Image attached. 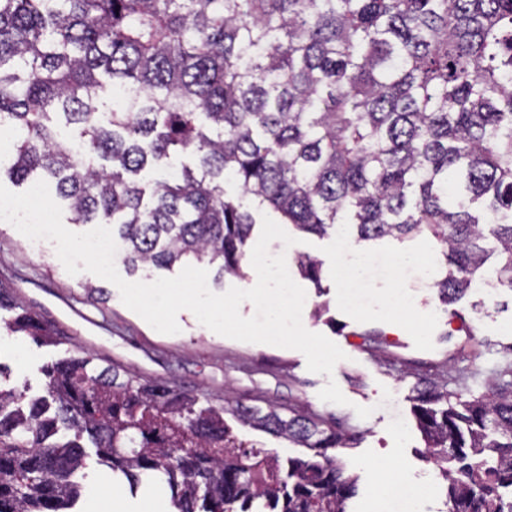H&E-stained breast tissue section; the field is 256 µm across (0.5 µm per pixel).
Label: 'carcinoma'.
Masks as SVG:
<instances>
[{
  "mask_svg": "<svg viewBox=\"0 0 512 512\" xmlns=\"http://www.w3.org/2000/svg\"><path fill=\"white\" fill-rule=\"evenodd\" d=\"M121 87L133 105L101 114ZM2 127L10 179L39 172L70 223L112 225L133 274L242 278L267 213L319 236L435 240L445 305L493 256L512 291V0H0ZM184 154L195 165L175 169ZM298 265L319 282L316 260ZM4 294L8 332L55 341ZM44 374L30 398L0 363V512H71L89 446L132 487L163 476L176 512H347L356 495L336 421L204 406L89 355ZM226 414L311 455L283 464ZM414 416L454 512H512L511 366L474 400L425 380Z\"/></svg>",
  "mask_w": 512,
  "mask_h": 512,
  "instance_id": "carcinoma-1",
  "label": "carcinoma"
}]
</instances>
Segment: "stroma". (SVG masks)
Wrapping results in <instances>:
<instances>
[{"instance_id": "stroma-1", "label": "stroma", "mask_w": 512, "mask_h": 512, "mask_svg": "<svg viewBox=\"0 0 512 512\" xmlns=\"http://www.w3.org/2000/svg\"><path fill=\"white\" fill-rule=\"evenodd\" d=\"M289 234L295 245L276 240L269 252L285 255L292 279L306 292L304 327L324 334L345 353L332 374L308 371L305 356L293 349L214 335L187 310L177 316L179 333H159L123 304L115 285L86 271L69 275L55 248L34 253L5 221H0V287L63 330L65 337L47 345L28 340L19 348L0 330V363L9 367L16 381L28 384L32 397L45 393V365L87 352L96 364L118 367L141 380L176 385L215 405L229 394L248 405L263 408L273 403L334 417L357 435L355 446L342 453L348 472L358 477L351 512H385L381 489L394 475L430 481V512H448L445 483L420 455L424 441L413 415L414 395L422 379L463 367L481 369L483 375L462 391V398L488 393L491 370L512 358V291L480 281L456 303L443 305L434 286L444 273L440 245L421 237L403 243L384 238L357 245L362 256L375 262L372 275L360 284L366 301L359 305L342 298L336 235L321 238L294 228ZM404 253L433 263L431 282L424 284L412 276L403 281L387 270L384 258ZM304 255L319 262L320 285L302 279L298 260ZM89 284L105 286L106 299L91 298L85 290ZM403 284L413 295V304L405 311L388 304ZM89 317L95 326L86 325ZM351 331L363 334V341H346ZM331 381L346 404L320 399V390ZM359 405L371 408L368 418L357 415ZM86 471L102 477L100 500L112 512H151L157 502L164 512L171 508L165 487L133 492L127 481L113 483L110 469L96 462H89Z\"/></svg>"}]
</instances>
